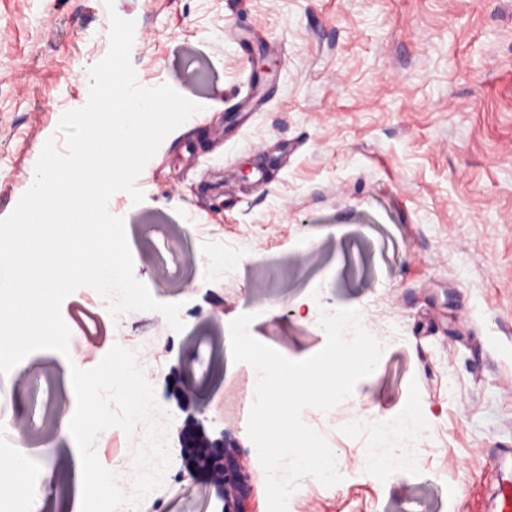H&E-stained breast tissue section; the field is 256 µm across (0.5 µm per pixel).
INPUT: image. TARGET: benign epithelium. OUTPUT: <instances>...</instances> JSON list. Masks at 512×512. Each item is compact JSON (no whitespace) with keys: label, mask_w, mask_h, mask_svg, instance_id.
<instances>
[{"label":"benign epithelium","mask_w":512,"mask_h":512,"mask_svg":"<svg viewBox=\"0 0 512 512\" xmlns=\"http://www.w3.org/2000/svg\"><path fill=\"white\" fill-rule=\"evenodd\" d=\"M183 467L206 502L221 504L219 512H242L249 490L248 476L239 466L237 446L227 437L204 442L193 455H183Z\"/></svg>","instance_id":"1"}]
</instances>
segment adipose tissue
<instances>
[{
  "instance_id": "ef3b65f1",
  "label": "adipose tissue",
  "mask_w": 512,
  "mask_h": 512,
  "mask_svg": "<svg viewBox=\"0 0 512 512\" xmlns=\"http://www.w3.org/2000/svg\"><path fill=\"white\" fill-rule=\"evenodd\" d=\"M81 422L71 414H63L60 420L57 445L67 452L70 481L65 495L52 489L33 490L29 472L30 456L23 445H16L8 459H0V494H6L8 512H84V500L89 489H97L102 495H111L113 485L101 478L98 468L92 466L85 449L76 447L75 440Z\"/></svg>"
}]
</instances>
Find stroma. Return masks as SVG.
Returning <instances> with one entry per match:
<instances>
[{
    "mask_svg": "<svg viewBox=\"0 0 512 512\" xmlns=\"http://www.w3.org/2000/svg\"><path fill=\"white\" fill-rule=\"evenodd\" d=\"M115 15L135 23L141 86L207 104L137 177L143 201L119 191L110 209L135 276L181 303L185 327L134 311L120 328L92 288L73 291L61 304L78 327L68 355L42 353L19 389L28 447L51 442L39 404L118 339L154 388L170 475L206 400V431L240 444L248 512H267L249 365L228 356L206 378L212 346L241 314L303 301L308 320L258 328L303 360L326 344L321 310L354 308L383 345L356 389L377 387L381 405L302 411L344 469L330 487L301 478L290 512H490L493 462L512 457V0H0V218L46 141L64 150L60 118L87 104ZM245 231L243 267H225ZM405 405L426 418L399 441L407 472L361 474L374 418ZM143 445L141 432L111 427L94 449L109 469Z\"/></svg>",
    "mask_w": 512,
    "mask_h": 512,
    "instance_id": "stroma-1",
    "label": "stroma"
}]
</instances>
